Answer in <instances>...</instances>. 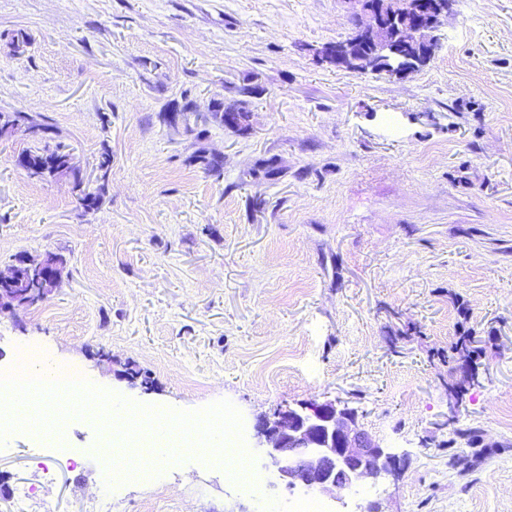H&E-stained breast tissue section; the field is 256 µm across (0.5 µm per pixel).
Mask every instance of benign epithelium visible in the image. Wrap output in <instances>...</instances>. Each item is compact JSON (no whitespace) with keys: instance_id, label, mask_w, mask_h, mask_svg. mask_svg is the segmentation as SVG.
<instances>
[{"instance_id":"obj_1","label":"benign epithelium","mask_w":512,"mask_h":512,"mask_svg":"<svg viewBox=\"0 0 512 512\" xmlns=\"http://www.w3.org/2000/svg\"><path fill=\"white\" fill-rule=\"evenodd\" d=\"M353 4L357 25L342 41L322 47L318 56L326 63L343 67L352 48L364 41L365 34L384 25V16L376 0H348ZM453 0H429L412 6V20L400 32L407 43L426 37L419 58L380 45L374 53L385 58V73L404 78L417 65L434 56L439 44L438 31L444 17L452 9ZM48 263L27 260L10 265L8 273H0V311L18 305H35L45 294H26L4 304L5 292L17 278L26 276L45 282ZM258 447L273 467L276 478L290 487H302L318 493L335 489L350 492L361 478L374 481L402 467L401 459L389 451L359 422L355 410L340 407L332 401L299 408H280L260 414L253 425Z\"/></svg>"}]
</instances>
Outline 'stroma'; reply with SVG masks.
I'll return each mask as SVG.
<instances>
[{
	"label": "stroma",
	"instance_id": "35a3bbf8",
	"mask_svg": "<svg viewBox=\"0 0 512 512\" xmlns=\"http://www.w3.org/2000/svg\"><path fill=\"white\" fill-rule=\"evenodd\" d=\"M352 28L348 0H0V113L44 125L103 193L85 210L68 180L14 165L26 129L0 137V270L67 260L44 301L0 314V368L26 345L141 404L225 399L248 440L259 413L335 400L404 469L322 494L329 512H512V0H455L404 79L321 62ZM217 101L247 127L216 121ZM467 329L479 382L452 422L448 347ZM460 429L487 450L467 472ZM66 432L50 483L31 462L50 434L0 441V512L24 485L59 512L98 494L96 424ZM118 493L126 512L293 495L229 488L181 448L163 494Z\"/></svg>",
	"mask_w": 512,
	"mask_h": 512
}]
</instances>
